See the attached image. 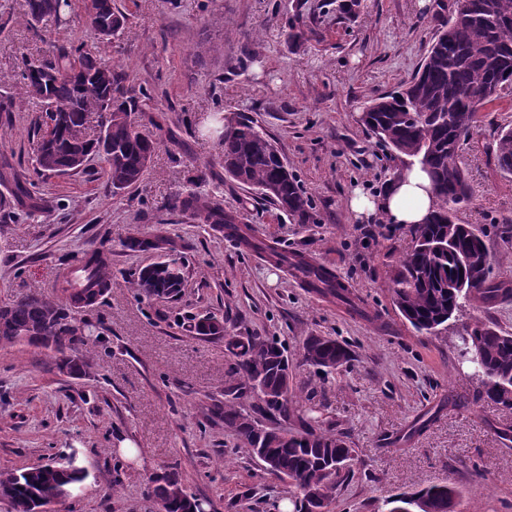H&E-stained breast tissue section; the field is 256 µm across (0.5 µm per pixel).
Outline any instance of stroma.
<instances>
[{"label":"stroma","instance_id":"35a3bbf8","mask_svg":"<svg viewBox=\"0 0 512 512\" xmlns=\"http://www.w3.org/2000/svg\"><path fill=\"white\" fill-rule=\"evenodd\" d=\"M88 2L73 0L60 18L32 26L26 0H0V94L15 103L0 114V163L33 183L38 206L0 211V302L34 289L59 296L60 272L92 245L108 252L112 270L108 293L81 315L90 325L86 375L63 373L45 349L0 344V470L76 452L87 477L58 512H155L148 489L172 470L210 512H279L288 484L210 415L235 361L223 339L193 337L187 318L213 312L225 333L279 340L294 388L314 390L325 423L347 436L354 461L331 512H387L394 495L439 482L462 489L459 512H512V445L498 436L512 414L477 399L478 382L458 354L473 321L512 333V298L416 332L390 289L407 231L384 222L364 241L368 220L348 206L354 191L382 194L401 167L364 126L365 103L412 79L452 0H361L352 13L345 0H115L126 21L108 44L90 25ZM299 29L307 38L297 42ZM78 45L127 74L125 96L148 101L136 120L159 142L143 180L117 195L105 189L96 158L77 174L35 170L41 105L25 90L22 60L48 61ZM215 112L272 137L313 200V223H296L225 177L220 135L202 131ZM479 116L460 144L470 198L456 218L484 233L491 279L512 281V174L495 160L498 134L512 128V87ZM201 170L225 211L244 217L257 238L332 270L361 313L305 288L228 233L164 209ZM159 229L179 245L185 285L176 298L140 301L129 282L157 255L127 242ZM311 335L346 343L352 361L323 375L303 359ZM126 441L135 458L121 452Z\"/></svg>","mask_w":512,"mask_h":512}]
</instances>
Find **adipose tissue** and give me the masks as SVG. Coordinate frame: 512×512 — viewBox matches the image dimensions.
<instances>
[{
  "instance_id": "ef3b65f1",
  "label": "adipose tissue",
  "mask_w": 512,
  "mask_h": 512,
  "mask_svg": "<svg viewBox=\"0 0 512 512\" xmlns=\"http://www.w3.org/2000/svg\"><path fill=\"white\" fill-rule=\"evenodd\" d=\"M350 207L359 215H382L387 222L399 227L423 223L438 207L431 180L420 166L404 169L391 181L384 195L373 198L355 193Z\"/></svg>"
}]
</instances>
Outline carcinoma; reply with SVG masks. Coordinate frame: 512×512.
<instances>
[{"label": "carcinoma", "mask_w": 512, "mask_h": 512, "mask_svg": "<svg viewBox=\"0 0 512 512\" xmlns=\"http://www.w3.org/2000/svg\"><path fill=\"white\" fill-rule=\"evenodd\" d=\"M27 22L53 16L49 0H27ZM90 22L103 39L123 26L124 15L112 0H91ZM21 77L27 93L40 101L44 116L35 122L34 146L41 175L72 170L75 157L100 158L105 187L113 194L140 182L157 147L135 119L138 103L126 99L122 76L100 55L75 48L61 50L51 61L24 62ZM512 86V0H454V11L442 26L413 79L400 89L378 97L365 108L364 124L376 139L404 163L420 165L433 182L440 205L424 224L409 228L411 246L392 276L394 302L402 317L417 331L432 332L448 323V315L473 303L494 304L512 297V284L490 279V256L483 235L471 224L455 221V206L468 199L465 171L457 162L462 139L477 126L481 108L496 101ZM99 132L87 135L91 121ZM497 166L512 174V129L498 135ZM224 172L235 182L253 188L299 224L313 219L311 199L296 176L282 162L270 137L253 122H228L224 132ZM32 198L27 184L17 181L9 206ZM172 211L190 213L205 224L236 230L238 217L224 211L223 201L196 193L178 194L166 204ZM245 245L260 249L299 273L304 285L323 295L346 299L334 273L301 255L290 259L275 248L248 238ZM127 247L137 251L176 250L163 236L133 237ZM91 271L90 282L78 292L61 288L63 299L39 291L0 305V342H25L53 351L61 365L81 376L89 368L71 352L84 344V327L75 309L81 302L102 297L112 286L109 259L104 250H86L78 259ZM185 282L184 264L175 259L155 261L131 281L139 299L174 298ZM476 352L473 368L480 380L478 397L512 413V334L476 321L465 328ZM227 350L235 359V378L225 391L228 400L212 412L224 417L250 452L263 449L276 466L269 474L288 483L296 496L288 503L304 512L314 490L330 506L348 471L352 449L346 436L324 427L311 406L313 396L301 398L290 389L288 356L282 344L262 336H226ZM303 359L331 374L351 360L350 350L339 341L310 336ZM261 379L266 399L257 406L261 417L295 416L296 429L263 433L249 423L234 401L255 393ZM87 473L70 461L51 460L20 471H0V494L13 505L45 504L58 495L73 493ZM150 495L164 512H194L176 473L152 480ZM461 492L448 485L443 491L429 486L392 498V505L412 512H457Z\"/></svg>", "instance_id": "cac0c4a2"}]
</instances>
